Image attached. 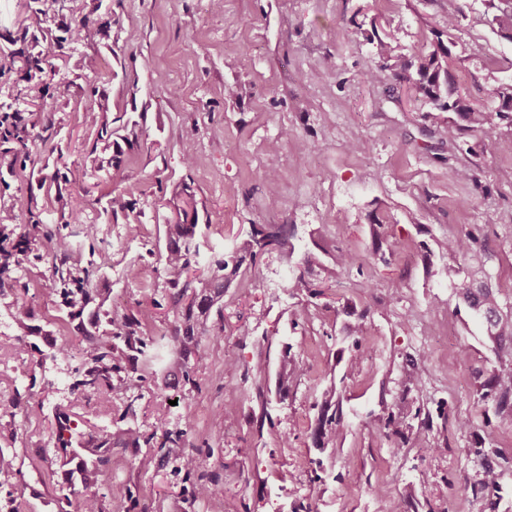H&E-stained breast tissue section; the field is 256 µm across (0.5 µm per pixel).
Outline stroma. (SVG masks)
Listing matches in <instances>:
<instances>
[{
	"label": "stroma",
	"instance_id": "obj_1",
	"mask_svg": "<svg viewBox=\"0 0 512 512\" xmlns=\"http://www.w3.org/2000/svg\"><path fill=\"white\" fill-rule=\"evenodd\" d=\"M453 6L462 19L448 70L472 105L491 110L489 88L512 80V41L490 26L489 0H223L219 14L212 0H65L46 24L58 46L22 0H0V48L28 29L27 49L49 53L56 80L69 85L48 130L31 99L18 101L35 123L30 174L0 183V211L24 194L39 216L0 224V252L24 247L21 263L0 274V319L23 295L34 328L20 363L17 330L0 329V401L10 404L0 411V450L16 457L0 470V512L15 502L22 512H58L68 485L56 454L59 403L72 413L76 444L94 426L140 429L139 447L112 451L107 512H300L313 503L319 512H485L470 484L489 449L504 471L495 512H512V419L477 393L512 356L459 306L438 247L473 234L493 285L512 301V153L470 132L449 144L443 113L415 101L407 83L366 78L377 56L364 25L396 30L399 52L410 55L436 44V23ZM91 13L103 23L94 42L64 38ZM89 56L97 72L85 69ZM90 107L138 124L137 142L97 147L84 122ZM47 137L61 153L45 151ZM355 140L364 150L349 151ZM273 146L278 174L269 178ZM104 156L113 161L106 170L97 166ZM71 166L86 170L84 187L49 185ZM461 167L470 179L452 177ZM80 193V223H62ZM119 194L128 207L111 212ZM188 194L208 215L197 230L205 248L235 249L252 225L276 224L284 249L230 279L224 342L201 341L194 385L126 369L102 408L76 384L87 320L66 308L45 238H64L89 271L86 288L104 292L105 310L134 315L139 335L155 339L174 327L159 257ZM338 248L354 256L347 269L333 267ZM308 252L318 256L312 282L322 293L290 295L285 284ZM242 323L253 330L245 340ZM50 339L70 355L48 350ZM229 360L240 366L232 377ZM287 360L298 363V380L261 409L257 386L274 387ZM259 361L267 377L253 372ZM327 390L343 410V434L317 448L310 434ZM161 407L163 430L154 420ZM197 454L222 496H193L180 462ZM146 455L153 462L140 467Z\"/></svg>",
	"mask_w": 512,
	"mask_h": 512
}]
</instances>
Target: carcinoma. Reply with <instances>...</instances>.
<instances>
[{"mask_svg": "<svg viewBox=\"0 0 512 512\" xmlns=\"http://www.w3.org/2000/svg\"><path fill=\"white\" fill-rule=\"evenodd\" d=\"M491 8L493 14L490 24L512 40V0H491ZM74 30L81 39L91 42L98 35L100 27L94 19L84 15L75 20ZM394 42L396 37L391 31L378 39V61L368 72L371 80L378 83L392 77L403 80L430 111L453 113L454 117L448 119V126L444 130L448 141H456L459 134L467 130L483 137H495L502 150L512 152V136L498 137L499 122L505 120L512 126V82L499 83L490 90V97L496 103L495 111L475 108L461 93L448 73V68L444 66L451 56V48L442 40H437L430 52L421 51L409 58L396 53ZM21 67L29 79H41L52 73L47 53L41 51L34 54L25 48L0 49V78L10 76ZM85 124L97 130L100 140L108 141L112 135L121 131L138 136L136 129L126 124L113 127L101 120L99 113L92 108L85 113ZM29 137L26 119L20 110H14L10 125L0 127V147L3 153L12 155L9 173H14L17 166L26 170L27 161L30 160ZM33 207V199L25 195L16 197L12 213L6 217L0 215V224L14 220L18 213L27 214L32 223H38ZM198 221L197 207L190 210L182 208L178 210V220L165 227L164 268L166 284L171 289L170 310L175 319L170 336L146 342L137 336L139 322L127 314L111 315L107 327L101 328L98 326L99 308H94L90 322L92 330L86 331L84 344L79 349L81 362L77 372L82 375V379L77 385L96 391L102 403L110 402L112 373L120 370L125 362L131 361L134 371L155 374L161 352L165 349L175 355L170 367L181 372L184 383H193L189 362H202L198 354L201 337H207L214 345L224 341L222 299L229 276L239 272L245 258L254 260L281 245L276 225L253 224L249 238L239 249L227 254L210 255L207 273L191 277L189 271L200 255V243L196 239ZM440 248L453 261L448 266V280L459 301L485 325L488 336L498 346H506L512 351V304L499 303L491 283L492 275L482 265L472 263L477 239L470 234L450 237L440 242ZM287 288L293 296L311 295L314 285L301 272L288 280ZM214 313L218 315V320L212 322L210 318ZM12 319L18 330L31 332V308L27 299L16 298ZM481 390V398L492 399L500 413L512 416V368L489 375L481 384ZM331 405L330 398L322 405L314 436V444L318 447L324 445L326 439L334 440L336 433L341 431L340 423L336 422V414H328ZM55 421L61 445L57 452L64 454L66 460L73 465L68 494L64 495L65 505L72 504L75 499L80 512H104L106 494L100 492L101 476L112 460V449L137 447L140 432L132 426L117 434L99 429L89 437L84 447L73 448L71 438L65 436V433L71 432L70 414L58 407ZM500 478L501 474L493 466H487L483 479L473 487V494L482 495L487 490L498 489Z\"/></svg>", "mask_w": 512, "mask_h": 512, "instance_id": "obj_1", "label": "carcinoma"}]
</instances>
